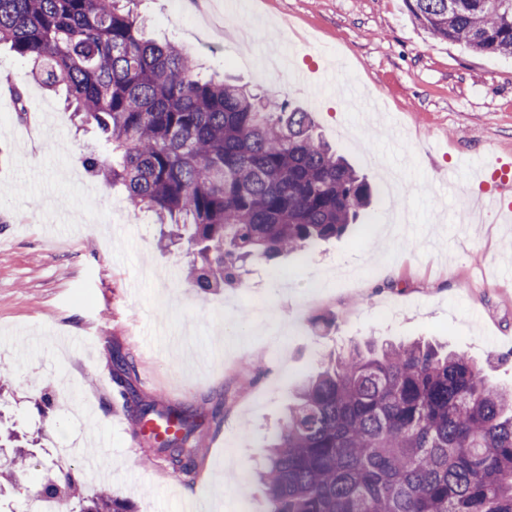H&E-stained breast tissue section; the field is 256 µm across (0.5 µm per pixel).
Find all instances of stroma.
Listing matches in <instances>:
<instances>
[{"instance_id":"35a3bbf8","label":"stroma","mask_w":512,"mask_h":512,"mask_svg":"<svg viewBox=\"0 0 512 512\" xmlns=\"http://www.w3.org/2000/svg\"><path fill=\"white\" fill-rule=\"evenodd\" d=\"M224 2L137 10L149 37L180 44L204 74L312 112L374 195L361 232L252 259L220 291L187 281L189 241L160 249L152 215L86 171L83 155L103 147L96 129L0 46V412L36 438L37 474L50 448L71 446L79 467L110 436L106 491L135 512L191 501L234 512L243 495L265 512L255 473L269 436L299 383L353 341H435L512 387V363L497 360L512 353V223L469 222L495 185L455 167L463 150L512 158V56L434 37L404 0H250L245 15ZM7 81L24 85L33 121L17 119ZM116 350L139 398L194 416L204 448L192 483L134 443L101 379Z\"/></svg>"}]
</instances>
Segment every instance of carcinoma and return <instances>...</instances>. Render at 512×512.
Segmentation results:
<instances>
[{"instance_id": "carcinoma-1", "label": "carcinoma", "mask_w": 512, "mask_h": 512, "mask_svg": "<svg viewBox=\"0 0 512 512\" xmlns=\"http://www.w3.org/2000/svg\"><path fill=\"white\" fill-rule=\"evenodd\" d=\"M433 36L474 52L512 54V0H406ZM136 0H0V45L33 63V79L65 91L109 155L86 170L122 188L158 224L190 232L189 282L208 292L252 256L301 253L342 235L372 202L371 186L314 134L310 113L223 76L202 79L172 41L141 36ZM112 380L133 421L162 411L179 432L155 443L172 473L196 474V426L144 402L114 357ZM22 448L0 465L14 485ZM268 512H512V389L462 354L430 344L354 343L301 383L261 475ZM67 467L37 490L64 512H134L106 492L76 497Z\"/></svg>"}]
</instances>
